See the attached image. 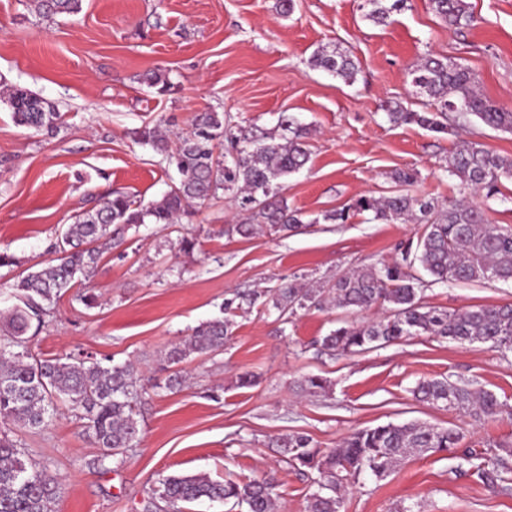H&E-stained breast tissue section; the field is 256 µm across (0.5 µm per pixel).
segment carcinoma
I'll return each mask as SVG.
<instances>
[{"instance_id": "obj_1", "label": "carcinoma", "mask_w": 512, "mask_h": 512, "mask_svg": "<svg viewBox=\"0 0 512 512\" xmlns=\"http://www.w3.org/2000/svg\"><path fill=\"white\" fill-rule=\"evenodd\" d=\"M83 0H31L43 16L71 15L82 10ZM405 0H364L365 18L382 25L403 7ZM431 10L448 27L461 29L476 22L467 0H429ZM311 65L347 83L357 73L354 60L344 51H318ZM412 84L430 99L432 112H414L401 106L389 113L395 124L421 125L439 133L463 128L461 121L473 115L491 129L512 131V112H504L475 88L473 74L465 67L427 57L409 71ZM15 124L53 132L62 115L53 103L20 86L6 92ZM175 165L178 181L161 200L148 206L115 192L100 207L76 216L63 231L67 255L58 263L31 271L15 282L13 305L0 311V420L36 433L49 425L58 404L82 411L86 428L100 455L86 462L90 469H107L139 434L133 402L140 386L130 363L112 359L67 356L52 360L34 358L27 350L26 333L32 322L42 323L51 306L74 287L80 277L91 278L102 255L122 241L132 227L147 222L173 224L182 213L200 207L224 189L238 195L245 222L234 230L244 238L266 226L274 232H290L303 224L302 213L288 205L284 179L299 172L310 160L309 129L286 112L276 129L260 135L240 129H224L217 112L195 117L193 131L175 152L161 125L134 132ZM225 138L224 158L215 155V140ZM448 177L459 180L471 195L492 199L501 194L500 183L512 176V159L501 156L478 140L461 139L448 157ZM373 213L376 220L409 219L422 225L416 240L399 245L400 258L391 263L362 265L332 281L299 285L288 282L274 290L272 307L294 315L329 305L358 316L374 307L382 316L354 319L320 338L321 349L331 355L358 354L396 344L411 336H438L458 342L480 341L512 352V305L476 306L450 312L430 306L424 291L435 284L512 281V230L491 224L484 211L464 199L440 205L432 199L396 193L384 198L360 196L348 207L325 212L310 223H344L350 213ZM262 294L241 293L224 304L225 316L199 324L191 336L172 345L164 355L176 368L193 354L217 353L231 335L227 314L259 303ZM299 389L310 395L327 392V380L306 376ZM412 395L419 401L455 410L475 421L504 412L497 396L469 382L446 377L418 382ZM462 435L450 427L424 423L392 422L353 432L338 447L324 451L302 434L281 441L286 462L315 469L318 488L307 497L306 512H342L346 487L364 472L384 477L416 453L452 451L457 468L469 466L488 483L507 481L512 472V448L489 462L474 463L469 450H459ZM59 481L48 466L24 458L13 441L0 437V512H53ZM154 498L167 512H185V505L201 499L232 501L247 512H275V485L271 480H214L206 473L169 475L153 488Z\"/></svg>"}]
</instances>
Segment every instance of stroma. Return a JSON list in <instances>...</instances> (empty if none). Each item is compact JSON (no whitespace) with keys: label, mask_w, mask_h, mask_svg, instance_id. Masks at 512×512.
<instances>
[{"label":"stroma","mask_w":512,"mask_h":512,"mask_svg":"<svg viewBox=\"0 0 512 512\" xmlns=\"http://www.w3.org/2000/svg\"><path fill=\"white\" fill-rule=\"evenodd\" d=\"M360 3L294 0L285 17L277 0H83L81 12L46 19L30 0H0V91L28 88L54 103L63 121L54 133L18 126L0 100V253L16 260L0 267V310L10 306L21 274L54 259L62 229L95 199L120 191L148 205L170 191L173 168L135 139L136 129L163 121L173 149L202 112L223 114L225 127L258 131L275 128L286 112L311 129V160L284 188L306 220L298 231L241 237L233 227L244 212L231 193L217 192L179 223L131 228L89 281L30 328L34 358L131 359L145 388L135 406L138 439L106 470L86 467L99 450L68 406L35 434L0 423L29 459L59 475L54 512H156L159 478L198 472L218 480L273 478L284 512H305L318 474L290 466L277 446L296 433L333 448L363 427L419 421L461 430L462 447L485 457L512 446V352L416 336L331 355L317 341L344 320L336 309L285 320L271 307L236 311L223 351L191 355L180 366L182 387H160L170 373L165 351L220 315L237 292L392 261L397 245L419 230L368 213L328 224L322 213L362 195L395 193L397 169L416 171L411 195L458 197L446 166L461 138L512 157V133L478 119L455 136L392 124L384 110L390 102L429 111L407 72L431 54L469 68L480 93L512 112V0H470L478 23L460 30L448 28L429 0H406L385 27L366 20ZM336 48L358 64L353 83L310 64L316 51ZM155 70L168 78L165 94L143 81ZM184 238L194 240L193 251L181 250ZM87 291L94 307L79 299ZM425 300L451 312L512 304V283L438 284ZM246 374L252 386H240ZM308 375L327 379L329 392L303 395L294 383ZM441 377L476 381L507 414L476 422L412 399L418 381ZM403 507L512 512V489L458 471L449 453L427 452L381 479L363 473L346 490L343 512Z\"/></svg>","instance_id":"stroma-1"}]
</instances>
